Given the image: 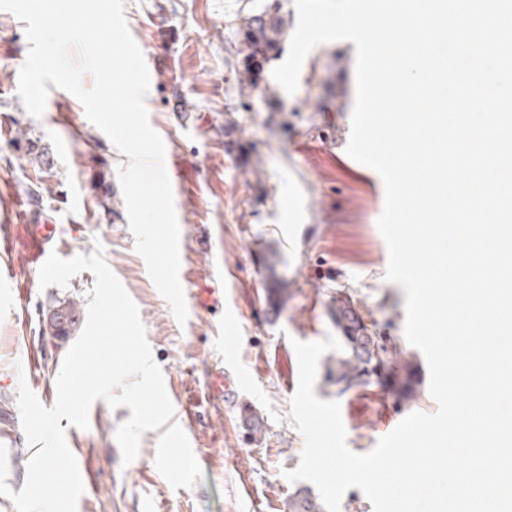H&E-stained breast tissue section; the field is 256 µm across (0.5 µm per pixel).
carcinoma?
<instances>
[{
  "mask_svg": "<svg viewBox=\"0 0 512 512\" xmlns=\"http://www.w3.org/2000/svg\"><path fill=\"white\" fill-rule=\"evenodd\" d=\"M251 42L249 57L266 56L272 49L273 40L265 30L248 34ZM62 313H51L48 327L53 336H71L81 322V312L72 301L60 305ZM327 313L336 325V331L344 344V353L336 358V383L345 387L368 384L377 375L376 366L387 376L400 369L404 351L398 346L388 347L383 337L375 331V325L366 320L356 309L353 300L338 292L331 298ZM288 512H320V506L304 490L297 491L288 502Z\"/></svg>",
  "mask_w": 512,
  "mask_h": 512,
  "instance_id": "carcinoma-1",
  "label": "carcinoma"
}]
</instances>
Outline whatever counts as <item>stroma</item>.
<instances>
[{
	"label": "stroma",
	"instance_id": "obj_1",
	"mask_svg": "<svg viewBox=\"0 0 512 512\" xmlns=\"http://www.w3.org/2000/svg\"><path fill=\"white\" fill-rule=\"evenodd\" d=\"M124 16L155 56L146 107L181 184L174 205L183 324L135 250L118 174L127 156L71 93L48 95L41 118L26 112L17 94L26 23L0 10V220L32 215L60 225L65 259L102 252L139 308L174 406L166 424L142 435L127 466L116 435L128 407L97 400L85 429L61 420L86 475L77 512H287L298 486L284 473L304 447L288 416L298 380L290 341L335 334L326 304L336 291L403 346L409 371L402 394L377 385L343 391L327 372L336 352L322 356L315 394L339 402L348 447L370 452L408 414L437 409L425 357L404 336L405 293L387 278L377 227L383 181L346 153L356 94L351 43L313 48L289 95L272 71L288 55L293 0H126ZM256 19L276 44L251 78L245 39ZM94 282L84 271L68 287L41 288L22 251L0 249V444L13 491L33 454L18 423V385L27 381L45 407L55 404L71 342L51 336L46 316L68 300L87 309ZM217 371L244 375L233 398L209 394ZM244 407L260 428L253 440ZM184 428L196 449L189 466Z\"/></svg>",
	"mask_w": 512,
	"mask_h": 512
}]
</instances>
